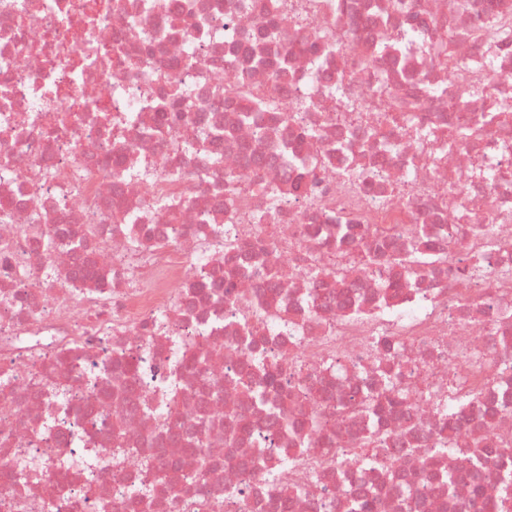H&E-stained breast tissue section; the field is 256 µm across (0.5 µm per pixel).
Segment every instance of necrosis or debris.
<instances>
[{"mask_svg":"<svg viewBox=\"0 0 512 512\" xmlns=\"http://www.w3.org/2000/svg\"><path fill=\"white\" fill-rule=\"evenodd\" d=\"M87 2L0 0V512H491L512 0ZM245 84L271 109L227 105ZM388 91L418 104L405 129L373 108ZM228 222L255 254L225 250ZM399 224L448 266L335 278L339 253L403 251ZM469 224L502 249L475 254ZM398 372L414 388L382 421L345 414ZM442 425L496 449L478 481L421 455Z\"/></svg>","mask_w":512,"mask_h":512,"instance_id":"1","label":"necrosis or debris"}]
</instances>
